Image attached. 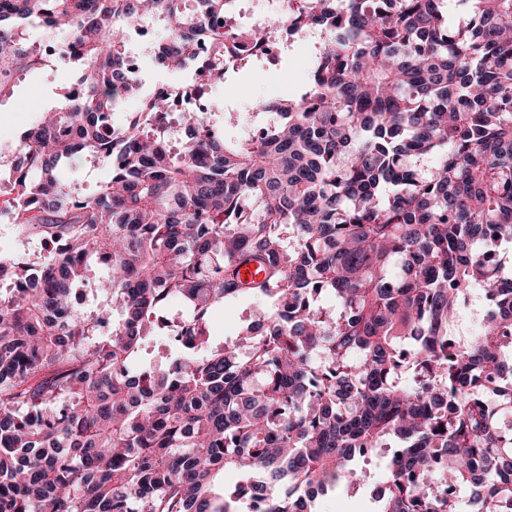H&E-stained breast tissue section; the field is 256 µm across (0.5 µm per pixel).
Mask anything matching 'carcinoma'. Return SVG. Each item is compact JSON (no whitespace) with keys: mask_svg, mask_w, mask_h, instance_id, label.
<instances>
[{"mask_svg":"<svg viewBox=\"0 0 512 512\" xmlns=\"http://www.w3.org/2000/svg\"><path fill=\"white\" fill-rule=\"evenodd\" d=\"M461 2L450 25L444 0H302L252 29L238 0H0V82L37 23L72 31L83 88L0 162V214L55 244L0 258V512H317L389 441L375 512H512V0ZM145 20L168 30L157 63L181 72L210 38L223 78L287 27L324 40L299 94L184 110L173 151L178 88L144 95L126 65ZM85 157L111 175L83 197ZM251 261L265 277L244 285ZM479 286L483 326L460 336ZM246 297L269 306L214 343L212 314ZM165 328V363L138 365Z\"/></svg>","mask_w":512,"mask_h":512,"instance_id":"1","label":"carcinoma"}]
</instances>
